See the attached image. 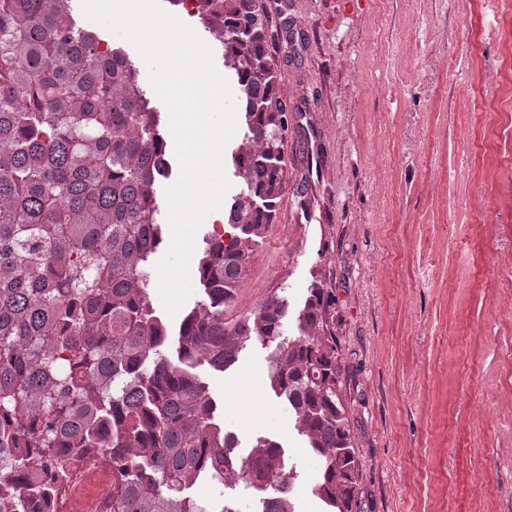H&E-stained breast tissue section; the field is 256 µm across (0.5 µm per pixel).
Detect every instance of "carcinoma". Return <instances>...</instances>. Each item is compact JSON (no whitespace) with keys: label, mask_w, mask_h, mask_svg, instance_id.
Here are the masks:
<instances>
[{"label":"carcinoma","mask_w":512,"mask_h":512,"mask_svg":"<svg viewBox=\"0 0 512 512\" xmlns=\"http://www.w3.org/2000/svg\"><path fill=\"white\" fill-rule=\"evenodd\" d=\"M198 15L245 101L231 151L243 189L225 215L234 234L203 238L207 301L174 337L147 293L171 164L137 66L75 23L72 0H0V512L48 505L37 470L63 480L86 456L112 460V512H240L187 494L203 481L248 483L269 492L261 512H293L283 448L259 437L237 454L197 373L227 370L251 342L272 347L269 387L321 460L314 494L357 512L328 289L311 283L293 337L277 293L232 314L285 191L288 112L263 0H200Z\"/></svg>","instance_id":"1"}]
</instances>
